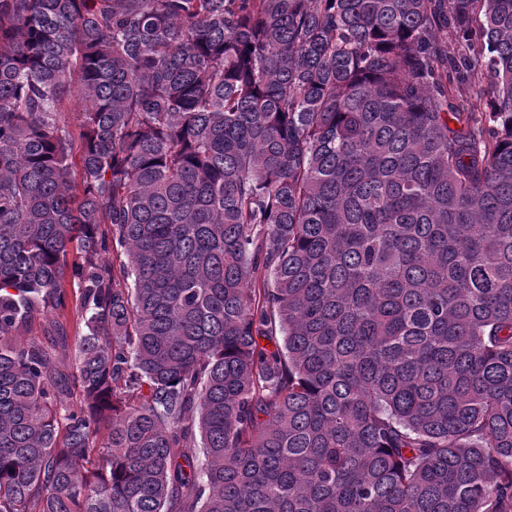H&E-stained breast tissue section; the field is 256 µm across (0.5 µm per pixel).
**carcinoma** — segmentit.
I'll return each instance as SVG.
<instances>
[{
	"label": "carcinoma",
	"instance_id": "obj_1",
	"mask_svg": "<svg viewBox=\"0 0 512 512\" xmlns=\"http://www.w3.org/2000/svg\"><path fill=\"white\" fill-rule=\"evenodd\" d=\"M0 512H512V0H0ZM67 305L64 310H59L55 314L48 312L46 315L42 313L35 314L28 323L19 330V336L26 339L32 336H38L44 339L45 329L47 327V319H56L63 323L68 336L69 344L73 345L76 336H78V304L79 290L72 284L66 285Z\"/></svg>",
	"mask_w": 512,
	"mask_h": 512
}]
</instances>
